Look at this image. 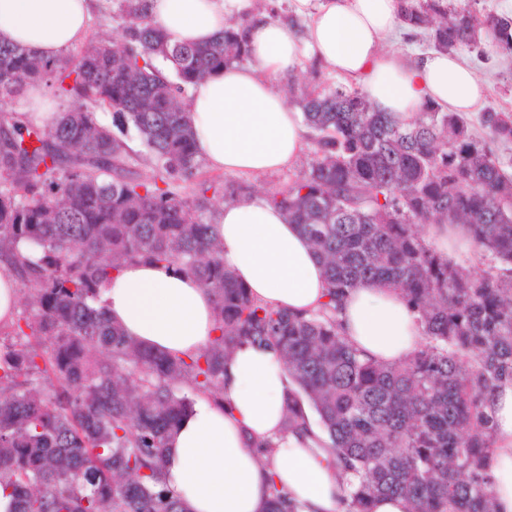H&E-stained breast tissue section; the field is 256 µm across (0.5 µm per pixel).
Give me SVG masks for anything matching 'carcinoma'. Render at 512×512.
Listing matches in <instances>:
<instances>
[{"label": "carcinoma", "instance_id": "obj_1", "mask_svg": "<svg viewBox=\"0 0 512 512\" xmlns=\"http://www.w3.org/2000/svg\"><path fill=\"white\" fill-rule=\"evenodd\" d=\"M116 9L129 18L123 43L75 61L0 44L1 98L50 82L68 102L50 127L0 112V264L24 292L0 328V488L15 512H185L162 481L167 437L194 397L224 402V362L243 343L288 368L285 428L306 423L309 406L355 475L348 512H371L380 495L406 497L413 512H494L484 397L512 382V175L491 144L512 141V114L483 113L479 137L457 112L426 108L404 124L356 89L301 93L314 158L267 201L310 241L329 301L290 314L253 300L224 268L206 193L232 203L251 186L181 191L203 166L184 93L248 61L247 22L171 46L142 0ZM400 17L437 51L483 45L512 57V16L400 0ZM431 224L464 225L487 269L430 249ZM133 261L193 274L213 296L219 336L187 360L126 336L99 293ZM364 281L399 288L419 315L423 343L398 365L360 358L339 333L336 304Z\"/></svg>", "mask_w": 512, "mask_h": 512}]
</instances>
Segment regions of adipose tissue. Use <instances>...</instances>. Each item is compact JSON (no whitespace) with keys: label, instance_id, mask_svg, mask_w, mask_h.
Here are the masks:
<instances>
[{"label":"adipose tissue","instance_id":"1","mask_svg":"<svg viewBox=\"0 0 512 512\" xmlns=\"http://www.w3.org/2000/svg\"><path fill=\"white\" fill-rule=\"evenodd\" d=\"M304 32L265 20L247 35L251 60L198 81L186 103L196 143L214 170L254 175L293 165L307 127L277 84L303 56L315 57L346 83L360 87L376 111L407 121L430 107L477 111L486 87L455 53L412 56L382 51L408 34L397 0H290ZM92 0H0V44L45 60L80 42ZM249 0H147L170 44H205L221 36ZM224 266L263 305L293 314L327 302L324 266L298 225L266 200L246 197L216 219ZM107 316L125 335L152 350L191 355L216 337L211 293L165 263L125 264L100 290ZM339 331L361 357L395 365L417 350V315L402 293L360 283L340 301ZM287 370L270 349L240 345L224 366L223 406L197 396L167 440L164 478L186 512H269L272 488L283 489L296 512H346L350 486L316 424L284 429ZM494 444L485 459L495 512H512V382L489 392ZM269 445L260 463L255 443Z\"/></svg>","mask_w":512,"mask_h":512}]
</instances>
